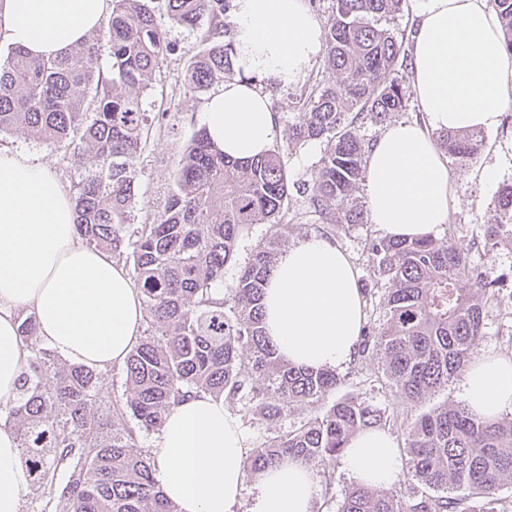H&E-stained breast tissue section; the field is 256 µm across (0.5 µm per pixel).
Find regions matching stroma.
<instances>
[{"label": "stroma", "mask_w": 512, "mask_h": 512, "mask_svg": "<svg viewBox=\"0 0 512 512\" xmlns=\"http://www.w3.org/2000/svg\"><path fill=\"white\" fill-rule=\"evenodd\" d=\"M170 40L180 51L171 56L157 73L153 87L148 92L145 107L151 112L169 115L168 127L153 131L140 157L136 161L139 171V195L134 212L136 223L153 217L162 207L173 187L174 163L185 149L193 132L200 128L199 114L206 100L205 95L189 91L183 83L186 59L198 49L199 38L191 30L166 26ZM300 86L271 89L269 97L278 114V133L275 144L288 148V127L300 110ZM0 148L10 152H24L40 156L65 188H72L91 159L74 161L64 150L33 139L27 133L15 131L0 135ZM325 145L311 141L297 148H288V172L291 180L310 178L324 152ZM450 208L447 223L437 225L432 235L437 239L451 240L456 250L464 256L469 267L490 271L499 278L503 291L512 290V243L489 241L484 226L493 210L498 191L503 183L512 181V102L508 103L498 129L484 133L483 143L474 157L467 161L448 158ZM289 207L295 218L288 226L282 240L283 249H290L313 235H327L351 259L357 270V284L365 289V312L371 319H379L387 287L379 277L372 256V244L383 237V230L374 224H326L310 213L303 198L292 196ZM487 334L474 348L475 356L512 358V308L506 309L491 303L484 309ZM340 383L313 404H293L288 416L270 425L260 421L253 413L249 399L228 396L225 408L236 416L248 438L249 447L261 445L267 437L277 432L299 428L315 414L325 412L334 402L355 397L396 418V425L389 432L395 442H402V424L414 421L432 409L460 402V379L428 394L415 403H405L396 394L382 372L379 356L367 354L353 358L338 368Z\"/></svg>", "instance_id": "obj_1"}]
</instances>
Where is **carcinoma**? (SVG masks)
<instances>
[{"label":"carcinoma","mask_w":512,"mask_h":512,"mask_svg":"<svg viewBox=\"0 0 512 512\" xmlns=\"http://www.w3.org/2000/svg\"><path fill=\"white\" fill-rule=\"evenodd\" d=\"M162 2L172 24L201 32L202 48L184 69L188 90L204 93L234 78L233 44L224 31L233 0ZM400 2L333 0L323 65L336 83L306 81L310 91L289 127L287 148L233 160L205 128L196 130L175 163L174 189L149 224L131 222L135 162L167 113L147 111L144 97L178 51L152 0H110L98 36L62 57L36 59L12 47L0 58V134L22 130L64 146L78 161L93 159L74 185L77 232L94 248L126 255L146 323L123 364L131 387L124 410L112 405L99 373L62 362L41 342L34 316L20 323L26 371L5 422L14 427L30 493L54 503L53 512H178L155 478L151 457L134 450L128 413L143 428L158 430L188 393L241 395L272 425L288 416L291 404H312L336 388L335 371L294 367L278 356L264 330V288L280 256L292 194L323 220H333L347 203L345 223L365 221L353 193L369 146L354 123L368 117L381 124L406 107L411 59L383 25ZM490 3L512 58V0ZM100 36L111 62L96 71ZM310 140L325 142L324 153L310 179L292 181L288 148ZM481 142L479 131L444 130L437 146L464 161ZM253 224L272 225L270 236L256 245L229 299L213 298ZM485 235L512 241V182L499 190ZM372 252L390 288L384 322L361 328L359 353L379 355L402 401H418L464 374L473 347L487 335L486 303L512 306V292L500 293L490 272L468 270L449 241L430 235L384 237ZM244 347L252 352L246 373L238 363ZM95 406L104 411L97 419L91 417ZM387 422L384 411L350 397L252 449L244 467L259 475L292 457L326 474L351 437ZM403 436L413 483L399 494L355 485L336 512H509L501 490L512 483V418L489 422L453 404L407 424Z\"/></svg>","instance_id":"obj_1"}]
</instances>
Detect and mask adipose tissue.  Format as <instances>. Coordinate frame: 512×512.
Returning <instances> with one entry per match:
<instances>
[{
  "label": "adipose tissue",
  "instance_id": "adipose-tissue-1",
  "mask_svg": "<svg viewBox=\"0 0 512 512\" xmlns=\"http://www.w3.org/2000/svg\"><path fill=\"white\" fill-rule=\"evenodd\" d=\"M107 9L108 0H0V38L51 57L87 39ZM233 43L240 75L211 92L202 124L225 154L248 160L270 149L278 132L260 80L299 82L323 53V29L306 0H234ZM409 79L427 126L392 125L367 160L370 221L402 238L448 220V167L429 128L493 130L512 99V61L489 0H422ZM23 308L35 315L43 343L98 372L124 363L143 330L128 271L80 239L64 185L39 158L0 151L1 406L19 395L27 358L17 319ZM363 322L357 272L336 244L313 236L279 258L265 288L264 325L283 359L316 370L346 364ZM462 387L472 414L512 412V359L473 360ZM246 451L223 398L200 393L170 408L151 458L179 512H235ZM344 457L362 485L384 487L399 476L387 432L356 435ZM29 483L15 431L0 422V512H21ZM317 498L314 470L290 460L259 476L248 512H315Z\"/></svg>",
  "mask_w": 512,
  "mask_h": 512
}]
</instances>
